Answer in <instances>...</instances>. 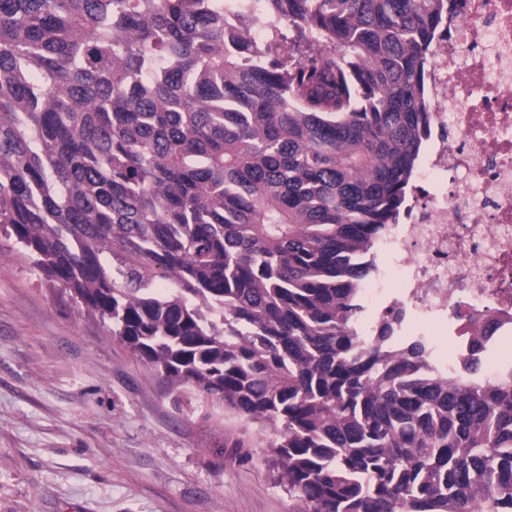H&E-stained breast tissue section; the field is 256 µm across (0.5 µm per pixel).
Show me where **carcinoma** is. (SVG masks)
<instances>
[{
    "label": "carcinoma",
    "mask_w": 512,
    "mask_h": 512,
    "mask_svg": "<svg viewBox=\"0 0 512 512\" xmlns=\"http://www.w3.org/2000/svg\"><path fill=\"white\" fill-rule=\"evenodd\" d=\"M262 11L288 44L234 0H0V230L175 403L272 427L294 512H512V383L354 328L448 0Z\"/></svg>",
    "instance_id": "1"
}]
</instances>
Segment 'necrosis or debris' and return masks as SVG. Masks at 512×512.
<instances>
[{
    "instance_id": "4bbe7bcc",
    "label": "necrosis or debris",
    "mask_w": 512,
    "mask_h": 512,
    "mask_svg": "<svg viewBox=\"0 0 512 512\" xmlns=\"http://www.w3.org/2000/svg\"><path fill=\"white\" fill-rule=\"evenodd\" d=\"M431 133L400 223L374 246L361 285L370 335L400 309L395 343L417 336L432 371L512 380V0H450L429 69Z\"/></svg>"
}]
</instances>
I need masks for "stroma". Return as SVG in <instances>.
<instances>
[{"label":"stroma","instance_id":"1","mask_svg":"<svg viewBox=\"0 0 512 512\" xmlns=\"http://www.w3.org/2000/svg\"><path fill=\"white\" fill-rule=\"evenodd\" d=\"M272 431L164 384L0 235V512H292Z\"/></svg>","mask_w":512,"mask_h":512}]
</instances>
